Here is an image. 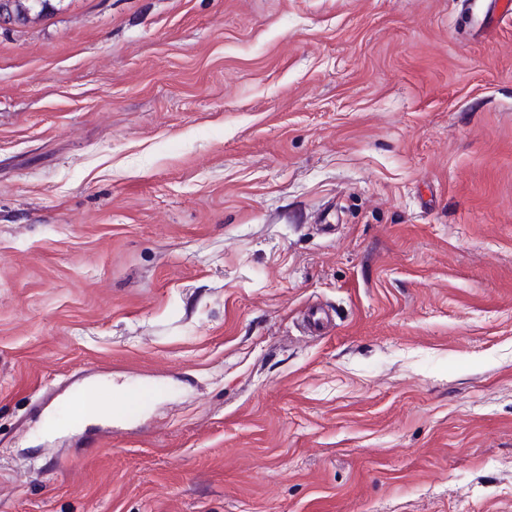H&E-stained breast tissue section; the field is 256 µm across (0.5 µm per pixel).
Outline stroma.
I'll use <instances>...</instances> for the list:
<instances>
[{
	"mask_svg": "<svg viewBox=\"0 0 512 512\" xmlns=\"http://www.w3.org/2000/svg\"><path fill=\"white\" fill-rule=\"evenodd\" d=\"M101 382L138 404L62 426ZM0 512H512V20L0 28Z\"/></svg>",
	"mask_w": 512,
	"mask_h": 512,
	"instance_id": "1",
	"label": "stroma"
}]
</instances>
